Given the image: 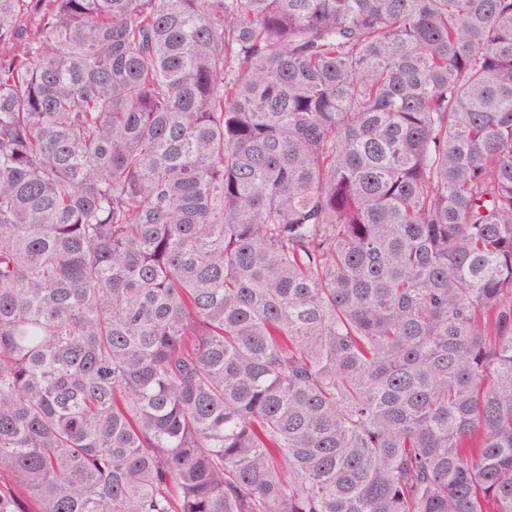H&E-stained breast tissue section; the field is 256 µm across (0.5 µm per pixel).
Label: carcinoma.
<instances>
[{"label":"carcinoma","mask_w":512,"mask_h":512,"mask_svg":"<svg viewBox=\"0 0 512 512\" xmlns=\"http://www.w3.org/2000/svg\"><path fill=\"white\" fill-rule=\"evenodd\" d=\"M0 512H512V0H0Z\"/></svg>","instance_id":"1"}]
</instances>
